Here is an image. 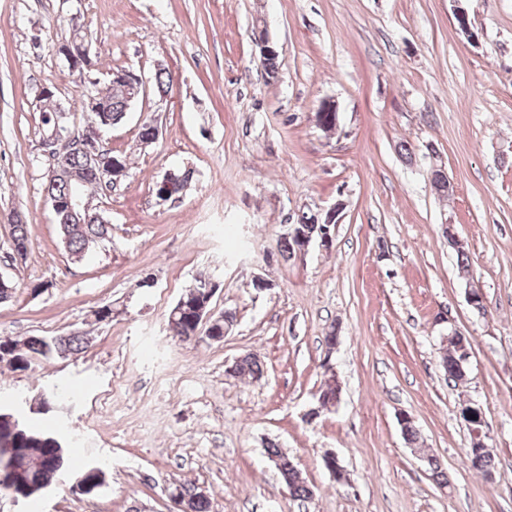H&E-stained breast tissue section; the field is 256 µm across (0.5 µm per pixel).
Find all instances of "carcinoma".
<instances>
[{"instance_id": "1", "label": "carcinoma", "mask_w": 512, "mask_h": 512, "mask_svg": "<svg viewBox=\"0 0 512 512\" xmlns=\"http://www.w3.org/2000/svg\"><path fill=\"white\" fill-rule=\"evenodd\" d=\"M99 97L106 111L94 113V119L98 121L105 117L115 125L120 123L126 116L125 89L110 83L104 91L99 93ZM67 165L83 173L80 192L84 198H92L93 192L98 190L99 183L96 176L86 169L82 156L70 157ZM109 234L110 225L108 224H69L66 231L62 232L68 252L77 260L84 259L96 244L108 239ZM202 284V280H196V284L183 294L182 303L170 310L167 325L174 335L189 336L197 329L198 324L195 320L197 306L207 300ZM84 344L85 336L78 333L51 338L31 336L21 342L19 352L11 355L8 367L13 372L25 371L35 359L49 358L59 354H76L83 351ZM462 359L463 353L460 352L456 342L450 343V348L446 349L441 356V365L448 377L453 380L460 377ZM261 374V363L255 355L248 353L237 358L235 375L258 378ZM0 437L11 442L13 459L17 467L22 470L21 479L11 480L13 493L18 498L27 499L41 494V487L57 469L70 468L67 448L56 437V433L47 427L32 425L27 418L16 431L11 430L6 423L0 425ZM268 455L280 461L279 474L291 489L292 496L307 498L311 495V490L287 453L272 444L268 448ZM468 459L473 467L481 471L487 472L494 468V456L488 449L479 455L470 453ZM75 474L83 478V487L79 490L81 494H90L104 483L103 474L91 471L87 465L76 469ZM180 495L183 497L187 512H209L207 496L196 493L195 487L180 486Z\"/></svg>"}]
</instances>
